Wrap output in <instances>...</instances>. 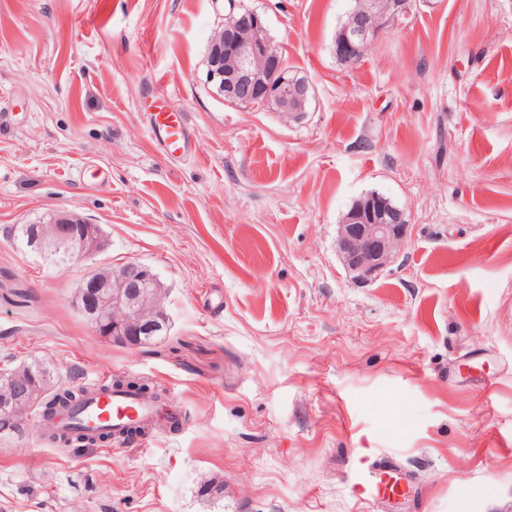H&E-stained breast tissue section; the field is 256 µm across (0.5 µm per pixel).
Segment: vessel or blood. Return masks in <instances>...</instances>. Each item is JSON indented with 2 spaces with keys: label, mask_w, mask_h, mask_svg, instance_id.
<instances>
[{
  "label": "vessel or blood",
  "mask_w": 512,
  "mask_h": 512,
  "mask_svg": "<svg viewBox=\"0 0 512 512\" xmlns=\"http://www.w3.org/2000/svg\"><path fill=\"white\" fill-rule=\"evenodd\" d=\"M149 130L154 141L167 153L179 156L193 148L189 131L180 116L158 110L149 117ZM157 417L155 407L133 393L103 389L101 382L88 386L85 402L75 412L57 416L49 424L50 432L60 433L73 425L102 428L118 432L130 425L152 426ZM356 492L366 496L391 497L400 494L401 487L390 461L375 464L369 479L356 485Z\"/></svg>",
  "instance_id": "obj_1"
}]
</instances>
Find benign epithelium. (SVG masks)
<instances>
[{
    "instance_id": "obj_1",
    "label": "benign epithelium",
    "mask_w": 512,
    "mask_h": 512,
    "mask_svg": "<svg viewBox=\"0 0 512 512\" xmlns=\"http://www.w3.org/2000/svg\"><path fill=\"white\" fill-rule=\"evenodd\" d=\"M410 0H391L388 10L379 0H367L338 34L334 53L347 65L357 63L373 40L408 13ZM263 28L256 11L240 6L224 18L209 40L207 76L234 105H274L294 117L306 111L312 97L308 80L297 81L271 41L251 34ZM409 224L401 209L380 194L358 200L338 225L336 247L345 270L359 282L378 278L394 262L408 239ZM26 246L58 264H70L103 252L108 246L100 225L89 224L68 211H58L34 225ZM162 285L153 270L136 259L90 272L81 283L75 305L100 336L138 345L167 323ZM8 392L0 391V414L31 416L53 385L42 376L20 378L0 372Z\"/></svg>"
}]
</instances>
